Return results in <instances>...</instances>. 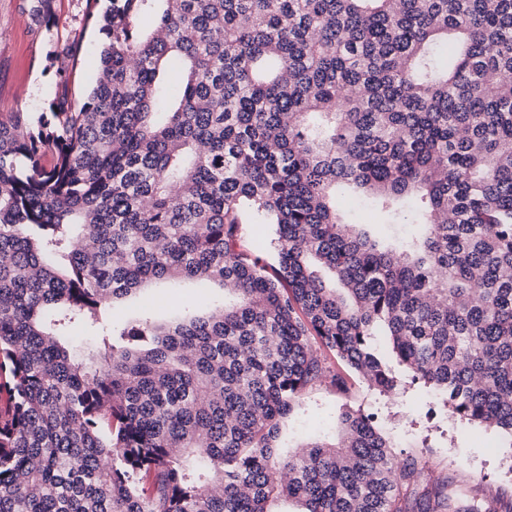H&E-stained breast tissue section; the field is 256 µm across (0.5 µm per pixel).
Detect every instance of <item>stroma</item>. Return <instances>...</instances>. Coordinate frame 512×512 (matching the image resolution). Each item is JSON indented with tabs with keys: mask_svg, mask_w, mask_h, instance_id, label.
<instances>
[{
	"mask_svg": "<svg viewBox=\"0 0 512 512\" xmlns=\"http://www.w3.org/2000/svg\"><path fill=\"white\" fill-rule=\"evenodd\" d=\"M31 3L0 0V112H45L57 96L79 99L95 84L96 61L105 44V0L93 7L87 0H51L47 23L32 16ZM70 46L76 54L63 56ZM198 294L195 288H151L146 298L114 305L112 319H133L149 304L161 320L175 308L193 306ZM322 357L331 371L346 375L349 390L340 392L325 381L299 394L280 423L281 452H294L315 438L334 439L339 414L359 410L374 416L397 464L417 461L419 488L445 482L469 489L490 512H512V443L496 429L453 415L443 393L412 380L403 366L393 365L398 387L383 394L335 354L326 350Z\"/></svg>",
	"mask_w": 512,
	"mask_h": 512,
	"instance_id": "1",
	"label": "stroma"
}]
</instances>
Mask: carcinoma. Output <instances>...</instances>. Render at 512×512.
<instances>
[{
  "label": "carcinoma",
  "instance_id": "obj_1",
  "mask_svg": "<svg viewBox=\"0 0 512 512\" xmlns=\"http://www.w3.org/2000/svg\"><path fill=\"white\" fill-rule=\"evenodd\" d=\"M104 32L87 97L0 112V512H479L410 502L359 411L275 441L345 386L319 346L396 388L376 336L512 437V0H112ZM156 280L235 301L107 318Z\"/></svg>",
  "mask_w": 512,
  "mask_h": 512
}]
</instances>
